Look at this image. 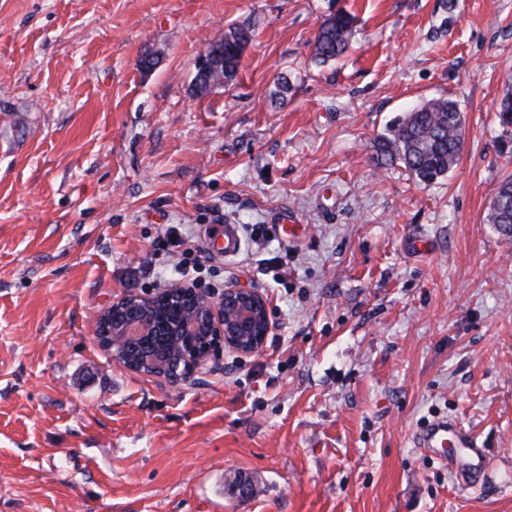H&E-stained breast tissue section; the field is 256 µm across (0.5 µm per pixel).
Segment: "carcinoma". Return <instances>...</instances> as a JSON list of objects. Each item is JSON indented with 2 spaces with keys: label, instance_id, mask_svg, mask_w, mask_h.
I'll return each instance as SVG.
<instances>
[{
  "label": "carcinoma",
  "instance_id": "1",
  "mask_svg": "<svg viewBox=\"0 0 512 512\" xmlns=\"http://www.w3.org/2000/svg\"><path fill=\"white\" fill-rule=\"evenodd\" d=\"M355 18L340 10L328 15L320 24L312 45L313 58L320 62L338 60L351 48L355 38ZM254 37L248 24L224 33L223 44L211 47L214 67L203 77L195 74L194 90L205 95L220 85L232 83L238 74L243 54ZM497 118L501 126L512 127V79L499 100ZM464 122L456 102L433 99L410 111L408 116L389 126L375 146L380 163L398 160L420 183L429 184L448 174L456 165L464 143ZM488 223L497 232L512 237V178L503 180L493 198ZM193 308L192 302L180 295L169 301H156L147 306L154 322L152 334L126 347L122 358L151 361L161 356L165 363L185 362L187 346L175 334V317Z\"/></svg>",
  "mask_w": 512,
  "mask_h": 512
}]
</instances>
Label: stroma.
Wrapping results in <instances>:
<instances>
[{"instance_id":"stroma-1","label":"stroma","mask_w":512,"mask_h":512,"mask_svg":"<svg viewBox=\"0 0 512 512\" xmlns=\"http://www.w3.org/2000/svg\"><path fill=\"white\" fill-rule=\"evenodd\" d=\"M339 10L356 42L316 63ZM242 23L235 81L191 96ZM509 70L512 0H0V512H512ZM438 97L454 170L377 163ZM178 282L259 292L263 348L172 384L96 345L102 310ZM446 417L491 459L472 486L414 446ZM488 223L505 237H512V178L503 180L493 198Z\"/></svg>"}]
</instances>
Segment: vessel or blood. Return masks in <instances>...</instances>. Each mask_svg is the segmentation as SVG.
<instances>
[{
    "label": "vessel or blood",
    "instance_id": "b4317fda",
    "mask_svg": "<svg viewBox=\"0 0 512 512\" xmlns=\"http://www.w3.org/2000/svg\"><path fill=\"white\" fill-rule=\"evenodd\" d=\"M460 448L463 464L457 472L462 484L476 481L488 467L489 457L485 449L479 448L474 436L459 423L443 419L429 424L415 439L419 448H435L445 442Z\"/></svg>",
    "mask_w": 512,
    "mask_h": 512
}]
</instances>
